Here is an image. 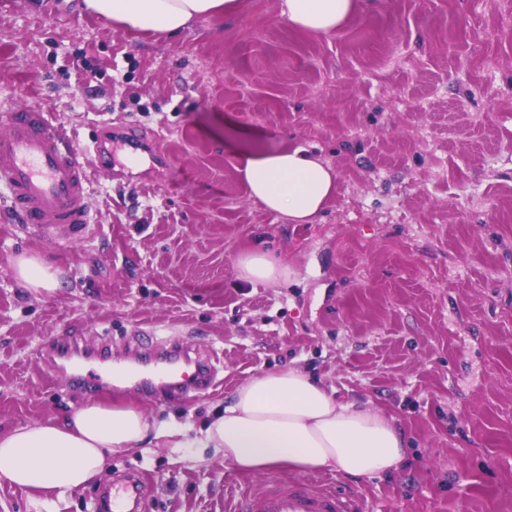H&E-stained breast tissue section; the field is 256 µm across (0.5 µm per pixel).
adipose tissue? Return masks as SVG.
<instances>
[{
  "label": "adipose tissue",
  "instance_id": "obj_1",
  "mask_svg": "<svg viewBox=\"0 0 512 512\" xmlns=\"http://www.w3.org/2000/svg\"><path fill=\"white\" fill-rule=\"evenodd\" d=\"M237 0H83L88 12L139 30L180 34L196 21L235 10ZM353 0H278L291 25L327 34L349 17ZM238 171L250 196L291 224H313L336 192V173L311 150L248 149ZM239 278L255 285L288 278V267L262 249L236 260ZM212 448L243 472L333 469L372 477L399 468L407 453L404 430L368 406L340 401L298 368L263 373L238 387L222 413L199 434L158 427L136 405L88 402L63 421L0 431V482L34 490L68 491L99 475L113 453L156 444Z\"/></svg>",
  "mask_w": 512,
  "mask_h": 512
}]
</instances>
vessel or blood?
I'll list each match as a JSON object with an SVG mask.
<instances>
[{
	"mask_svg": "<svg viewBox=\"0 0 512 512\" xmlns=\"http://www.w3.org/2000/svg\"><path fill=\"white\" fill-rule=\"evenodd\" d=\"M91 154L75 137L52 121L39 105L0 106V188L23 224L44 235L69 226L76 234L90 224L92 187L88 169ZM190 359L188 350L173 347L164 368L140 379L139 387L162 392L174 387L199 390L214 381L209 359H190L191 372L180 373L177 362ZM140 501L137 483L128 482L112 493L107 512H128ZM234 512H356L352 499L318 486L308 478L272 480L262 488L235 498Z\"/></svg>",
	"mask_w": 512,
	"mask_h": 512,
	"instance_id": "1",
	"label": "vessel or blood"
}]
</instances>
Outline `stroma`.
<instances>
[{
  "mask_svg": "<svg viewBox=\"0 0 512 512\" xmlns=\"http://www.w3.org/2000/svg\"><path fill=\"white\" fill-rule=\"evenodd\" d=\"M1 103L40 104L84 148L112 140L111 163L90 171L89 235H36L0 195L1 431L92 400L197 431L239 385L294 366L409 438L391 473L318 472L361 512H512V0H357L324 35L290 26L276 0H240L174 38L112 26L82 0H7ZM131 133L157 137L134 164ZM245 146H304L334 167L317 223L250 197ZM256 247L287 281L238 278ZM23 253L58 269L60 288L18 282ZM72 339L140 371L179 340L216 379L161 399L127 379L88 395L71 376L99 361L47 358ZM126 471L142 512H225L230 491L282 476L139 448L46 505L0 483V512H93Z\"/></svg>",
  "mask_w": 512,
  "mask_h": 512,
  "instance_id": "obj_1",
  "label": "stroma"
}]
</instances>
